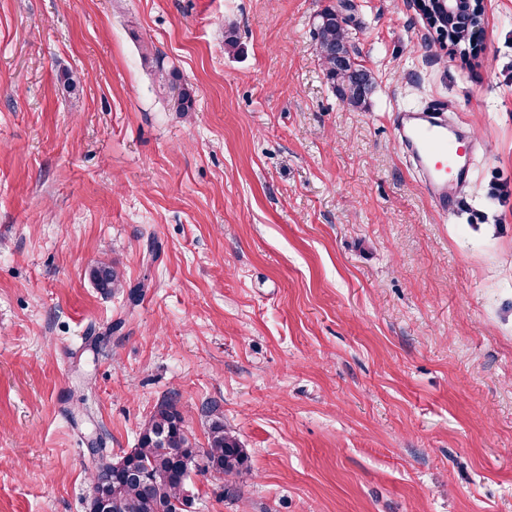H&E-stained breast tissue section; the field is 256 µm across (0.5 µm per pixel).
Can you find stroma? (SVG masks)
<instances>
[{
    "label": "stroma",
    "mask_w": 512,
    "mask_h": 512,
    "mask_svg": "<svg viewBox=\"0 0 512 512\" xmlns=\"http://www.w3.org/2000/svg\"><path fill=\"white\" fill-rule=\"evenodd\" d=\"M485 8L471 55L414 0H0V512H87L89 443L169 397L252 467L191 512H512V0ZM433 104L478 144L448 216L394 137ZM316 37L326 76L337 96L351 106L365 103L374 78L356 61L351 36L335 8L328 7L318 15ZM88 278L101 292L112 294L124 288L121 273L112 265L97 263L88 270Z\"/></svg>",
    "instance_id": "35a3bbf8"
}]
</instances>
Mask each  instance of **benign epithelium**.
I'll return each instance as SVG.
<instances>
[{
  "mask_svg": "<svg viewBox=\"0 0 512 512\" xmlns=\"http://www.w3.org/2000/svg\"><path fill=\"white\" fill-rule=\"evenodd\" d=\"M429 27L437 38L458 46L468 45L467 52H477V38L485 23L484 0H418Z\"/></svg>",
  "mask_w": 512,
  "mask_h": 512,
  "instance_id": "1",
  "label": "benign epithelium"
}]
</instances>
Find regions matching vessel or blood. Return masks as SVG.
Listing matches in <instances>:
<instances>
[{
  "label": "vessel or blood",
  "mask_w": 512,
  "mask_h": 512,
  "mask_svg": "<svg viewBox=\"0 0 512 512\" xmlns=\"http://www.w3.org/2000/svg\"><path fill=\"white\" fill-rule=\"evenodd\" d=\"M395 133L423 190L441 213L454 210L470 170L472 137L450 121L443 106L397 112Z\"/></svg>",
  "instance_id": "1"
}]
</instances>
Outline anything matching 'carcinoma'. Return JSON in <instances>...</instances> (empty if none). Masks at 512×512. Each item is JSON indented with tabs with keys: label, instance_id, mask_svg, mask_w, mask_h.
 Listing matches in <instances>:
<instances>
[{
	"label": "carcinoma",
	"instance_id": "1",
	"mask_svg": "<svg viewBox=\"0 0 512 512\" xmlns=\"http://www.w3.org/2000/svg\"><path fill=\"white\" fill-rule=\"evenodd\" d=\"M316 37L326 76L341 101L360 106L373 85L369 70L356 61L351 36L336 9L328 7L318 15ZM194 92L182 86L173 97L178 112L194 111ZM88 278L101 292L112 294L124 288L121 273L113 266L97 263L88 270ZM211 418L208 446L200 449L201 461L194 474L210 471L232 482L248 471V456L237 438L224 428L222 414L208 410ZM191 442L184 417L175 403L158 404L143 425L139 443L127 458L128 468L116 471L109 456H100L91 480L109 477L106 495L116 501L117 512H189L192 504L187 494L189 474L183 456Z\"/></svg>",
	"mask_w": 512,
	"mask_h": 512
}]
</instances>
